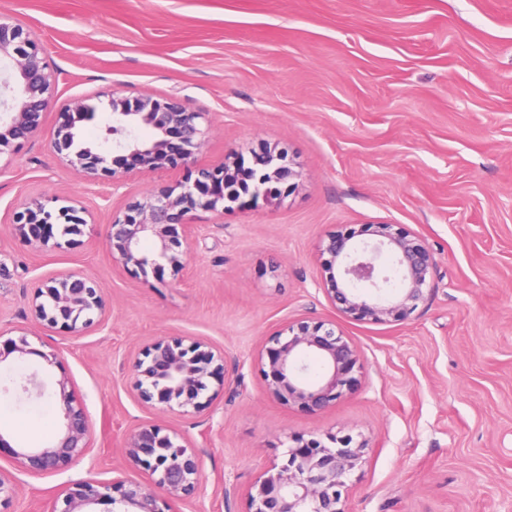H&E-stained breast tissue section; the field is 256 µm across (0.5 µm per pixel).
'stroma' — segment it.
Listing matches in <instances>:
<instances>
[{
	"label": "stroma",
	"mask_w": 512,
	"mask_h": 512,
	"mask_svg": "<svg viewBox=\"0 0 512 512\" xmlns=\"http://www.w3.org/2000/svg\"><path fill=\"white\" fill-rule=\"evenodd\" d=\"M27 23L59 78L58 103L87 98L101 134L112 94L186 100L211 124L196 165L284 151L301 177L271 203L241 197L194 216L181 280L139 279L104 245L114 213L182 170L84 179L53 154L58 122L0 169V330L26 326L33 283L80 271L106 294L104 322L75 336L35 326L34 355L0 368V432L42 445L53 393L73 381L93 424L79 462L36 476L0 457L14 512H44L68 484L111 481L124 431L150 421L184 432L205 490L176 512H225L224 489L282 462L290 436L332 433L367 447L342 492L351 512H512V0H0ZM59 198L89 211L76 245H21L19 203ZM397 224L438 260L408 320L336 316L316 244ZM306 316L335 318L360 356L357 384L310 412L267 393L258 344ZM156 336L204 338L234 356L241 381L196 416L143 406L123 358ZM60 350L58 363L44 353ZM38 372L45 393L21 391Z\"/></svg>",
	"instance_id": "stroma-1"
}]
</instances>
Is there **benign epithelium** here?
Listing matches in <instances>:
<instances>
[{
	"label": "benign epithelium",
	"instance_id": "1",
	"mask_svg": "<svg viewBox=\"0 0 512 512\" xmlns=\"http://www.w3.org/2000/svg\"><path fill=\"white\" fill-rule=\"evenodd\" d=\"M0 156L13 155L39 132L46 112L58 96V73L50 68L39 38L17 18L0 14ZM111 123L103 139L77 146L83 123L95 108L73 99L60 110V122L50 147L67 166L82 175L159 172L188 162L206 143L202 123L206 113L193 110L176 97L139 94L112 95ZM150 129L146 138L140 128ZM300 177L285 164L280 152L267 150L255 157V167L230 184L224 163L187 172L184 179L133 202L112 217L106 245L113 260L138 277L167 267L177 277L186 269V245L198 225L189 222L194 211L224 214V201L240 193L250 201L266 199L270 184ZM86 220L70 206L55 207L33 198L14 213L15 237L36 250L59 249L75 243ZM376 240L362 245L351 238L329 236L320 252L338 274L328 278L325 293L331 305L347 318L385 323L403 321L426 298L438 269L434 253L418 236L393 224H375ZM31 315L50 327L78 334L105 313L97 284L77 271L59 272L33 285ZM38 355L55 364L58 353L32 347L28 332L8 338L0 346V365L24 362ZM267 358L268 389L284 402L326 410L353 389L359 355L353 341L331 319L299 320L268 337L259 350ZM124 363L133 372L132 386L139 399L183 415L205 411L224 390L236 361L209 343L159 337ZM55 392L59 421L45 445L16 448L0 432V449L7 448L17 467L42 475L83 458L92 448V426L73 383L64 377ZM284 463L272 465L245 489L224 487V506L238 498L244 512H349L341 489L362 461L367 443L351 435L303 439L290 437ZM122 458L145 479L118 475L110 482L94 478L75 482L48 504L45 512H96L108 504L110 512H174V505L197 495L204 477L200 460L180 432L140 422L123 434ZM120 496L114 497L113 490ZM17 494L14 477L0 468V508L7 509Z\"/></svg>",
	"mask_w": 512,
	"mask_h": 512
}]
</instances>
